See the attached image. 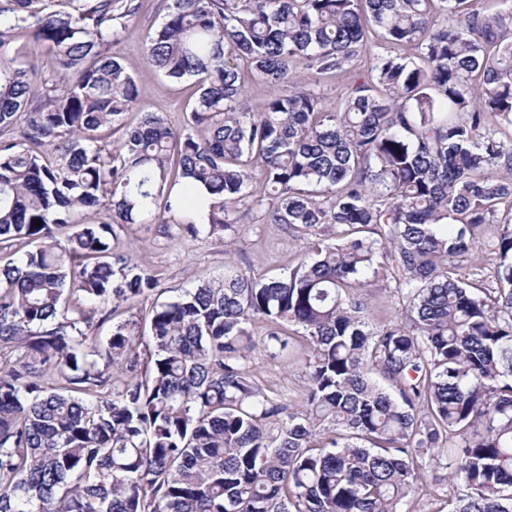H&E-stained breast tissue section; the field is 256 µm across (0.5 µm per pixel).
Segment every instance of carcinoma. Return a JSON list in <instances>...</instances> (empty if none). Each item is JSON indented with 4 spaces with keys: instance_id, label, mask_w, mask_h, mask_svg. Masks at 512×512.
<instances>
[{
    "instance_id": "carcinoma-1",
    "label": "carcinoma",
    "mask_w": 512,
    "mask_h": 512,
    "mask_svg": "<svg viewBox=\"0 0 512 512\" xmlns=\"http://www.w3.org/2000/svg\"><path fill=\"white\" fill-rule=\"evenodd\" d=\"M475 2L170 0L144 53L198 86L174 130L112 53L140 0H0V244L30 246L0 264V512H398L441 453L454 512H512V225L485 280L456 266L512 208V142L488 133L512 125V0ZM357 64L327 108L311 85ZM247 202L313 237L297 265L227 267L87 359L93 305L157 285L115 228L220 235ZM380 267L409 313L375 327ZM290 326L296 409L247 362Z\"/></svg>"
}]
</instances>
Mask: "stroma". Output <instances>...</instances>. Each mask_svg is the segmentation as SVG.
Listing matches in <instances>:
<instances>
[{
    "label": "stroma",
    "mask_w": 512,
    "mask_h": 512,
    "mask_svg": "<svg viewBox=\"0 0 512 512\" xmlns=\"http://www.w3.org/2000/svg\"><path fill=\"white\" fill-rule=\"evenodd\" d=\"M141 3L139 15L114 50L136 78L141 99L150 111L162 114L171 127L178 128L184 123L185 105L195 87L189 80H170L147 64L143 45L148 32L161 23L163 11L161 0ZM258 216L257 209L241 206L237 224L225 236L204 231L193 241L181 239L176 228L163 231L155 224H133L120 231L117 249L158 282L155 290L143 297L141 308L174 300L185 289L219 277L230 260L250 275L287 272L303 254L302 242L293 240L281 225L259 223ZM307 355V345L295 336L280 359L270 360L257 349L251 352L249 364L266 388L293 404L304 385ZM420 465L424 484L413 498L401 503V512H451L456 490L446 479L445 464L426 456Z\"/></svg>",
    "instance_id": "stroma-1"
}]
</instances>
